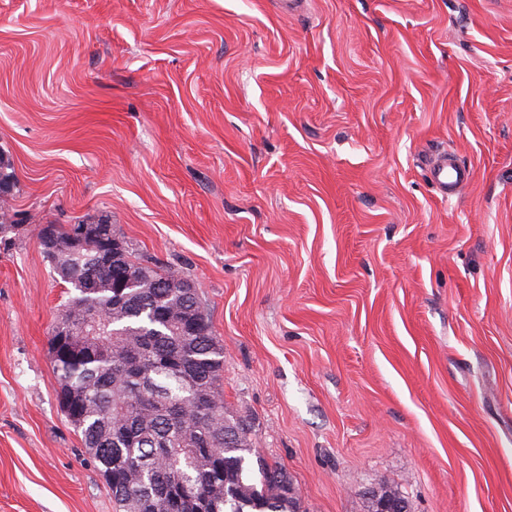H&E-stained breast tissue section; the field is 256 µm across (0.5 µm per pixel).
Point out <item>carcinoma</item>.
Listing matches in <instances>:
<instances>
[{"instance_id":"1","label":"carcinoma","mask_w":512,"mask_h":512,"mask_svg":"<svg viewBox=\"0 0 512 512\" xmlns=\"http://www.w3.org/2000/svg\"><path fill=\"white\" fill-rule=\"evenodd\" d=\"M54 230L47 259L74 290L50 338L58 403L120 512H164L158 487L179 482L205 499L182 512H302L287 470L256 452L247 418L224 405V345L197 293L181 288L188 280L127 243L119 267L103 265L73 245V225ZM118 279L127 288L115 304ZM405 500L382 486L367 512Z\"/></svg>"}]
</instances>
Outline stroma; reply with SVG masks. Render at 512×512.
Segmentation results:
<instances>
[{"label":"stroma","mask_w":512,"mask_h":512,"mask_svg":"<svg viewBox=\"0 0 512 512\" xmlns=\"http://www.w3.org/2000/svg\"><path fill=\"white\" fill-rule=\"evenodd\" d=\"M304 2L0 0V512H117L35 231L101 217L194 285L305 512H512V0ZM6 166V167H5ZM10 165L5 164V161L0 156V235L2 237L6 236L8 233H11L15 229V224L8 223L5 215L3 214L4 211L7 209V203L9 201V196L6 198H2L4 196V192L2 191L1 196V189L4 187L7 191L10 192L14 189V181L12 174L4 173V168H8ZM431 182L438 194L450 199L468 185L474 176L473 169L455 157L443 156L429 167ZM378 490L379 492L372 490V497L367 498V512H378V504L382 501L388 502H383L379 505V512H406L405 510H407V508H403V503H393L391 501H406L410 507V511L408 512H412L410 501L397 489L391 486H382L379 487Z\"/></svg>","instance_id":"1"}]
</instances>
